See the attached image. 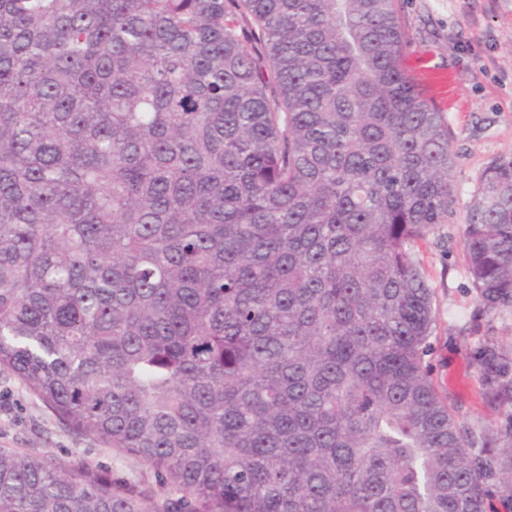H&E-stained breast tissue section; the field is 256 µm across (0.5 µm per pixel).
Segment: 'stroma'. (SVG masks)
Instances as JSON below:
<instances>
[{"label": "stroma", "mask_w": 512, "mask_h": 512, "mask_svg": "<svg viewBox=\"0 0 512 512\" xmlns=\"http://www.w3.org/2000/svg\"><path fill=\"white\" fill-rule=\"evenodd\" d=\"M398 6L414 77L426 66L443 70L453 75L458 91L446 113L455 200L447 223L436 225L415 249L436 315L427 361L435 384L461 404L469 421L497 423L504 413L486 404L477 372L466 361L486 337L512 345V307L488 312L477 303L462 229L483 170L512 153V0H398ZM0 448L40 451L112 478L155 483L145 462L72 432L5 370Z\"/></svg>", "instance_id": "35a3bbf8"}]
</instances>
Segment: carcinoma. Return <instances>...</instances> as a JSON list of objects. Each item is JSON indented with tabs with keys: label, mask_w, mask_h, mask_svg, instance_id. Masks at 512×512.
<instances>
[{
	"label": "carcinoma",
	"mask_w": 512,
	"mask_h": 512,
	"mask_svg": "<svg viewBox=\"0 0 512 512\" xmlns=\"http://www.w3.org/2000/svg\"><path fill=\"white\" fill-rule=\"evenodd\" d=\"M452 167L396 0H0V368L164 489L0 448V512H512L425 361ZM463 247L512 306V153Z\"/></svg>",
	"instance_id": "carcinoma-1"
}]
</instances>
